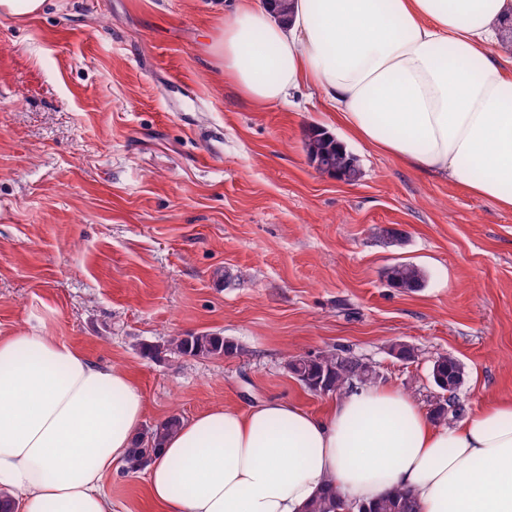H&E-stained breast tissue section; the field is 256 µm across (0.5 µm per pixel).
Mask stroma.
<instances>
[{
    "instance_id": "obj_1",
    "label": "stroma",
    "mask_w": 512,
    "mask_h": 512,
    "mask_svg": "<svg viewBox=\"0 0 512 512\" xmlns=\"http://www.w3.org/2000/svg\"><path fill=\"white\" fill-rule=\"evenodd\" d=\"M233 0H48L0 16V333L49 330L128 369L146 425L214 406L331 395L292 356L347 349L420 406L442 355L469 409L512 397V211L358 141L347 183L308 129L344 131L318 91L253 106L207 45ZM406 239L394 245L389 231ZM419 266L423 288L387 268ZM213 332L234 354L144 357ZM415 348L404 363L393 345ZM112 512H152L145 472L107 476ZM305 151L310 163H320L315 167L320 172L335 177L340 174L347 182L357 181L360 176L355 156L323 128H310L305 140ZM386 275L393 287L406 290L421 288L425 281L422 269L409 262H397L391 265L387 268Z\"/></svg>"
}]
</instances>
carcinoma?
Listing matches in <instances>:
<instances>
[{"mask_svg":"<svg viewBox=\"0 0 512 512\" xmlns=\"http://www.w3.org/2000/svg\"><path fill=\"white\" fill-rule=\"evenodd\" d=\"M305 151L310 163H318L316 170L332 176L341 175L343 180L354 182L360 176L355 156L342 146L336 137L318 126L310 128ZM389 283L395 288L413 290L423 286L424 272L409 262H397L386 270ZM233 342L217 333H200L177 336L166 344L147 345L143 352L158 357L164 352L178 356L222 357L233 354ZM289 371L309 391L322 389L328 394L342 395L358 385H365L372 364L349 351H324L315 356H294L287 363ZM432 377L437 391L431 400V416L437 422L448 418H461L467 405L459 395L464 381V369L453 357L442 355L434 360ZM181 424V418L172 415L164 421L148 427L140 434L126 460V468L132 472L145 469L162 440ZM306 512H419L415 499L407 492L392 489L367 504H347L331 489L321 493L307 506Z\"/></svg>","mask_w":512,"mask_h":512,"instance_id":"cac0c4a2","label":"carcinoma"}]
</instances>
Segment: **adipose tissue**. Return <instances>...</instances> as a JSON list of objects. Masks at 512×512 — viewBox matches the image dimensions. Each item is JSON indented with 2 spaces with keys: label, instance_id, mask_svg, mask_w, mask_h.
Masks as SVG:
<instances>
[{
  "label": "adipose tissue",
  "instance_id": "adipose-tissue-1",
  "mask_svg": "<svg viewBox=\"0 0 512 512\" xmlns=\"http://www.w3.org/2000/svg\"><path fill=\"white\" fill-rule=\"evenodd\" d=\"M512 0H235L208 50L259 107L317 89L351 137L512 211ZM147 407L131 374L48 331L0 336V493L15 512H112L101 491ZM159 512H305L409 491L419 512H512V399L450 427L390 385L323 414L271 399L182 421L147 468Z\"/></svg>",
  "mask_w": 512,
  "mask_h": 512
}]
</instances>
